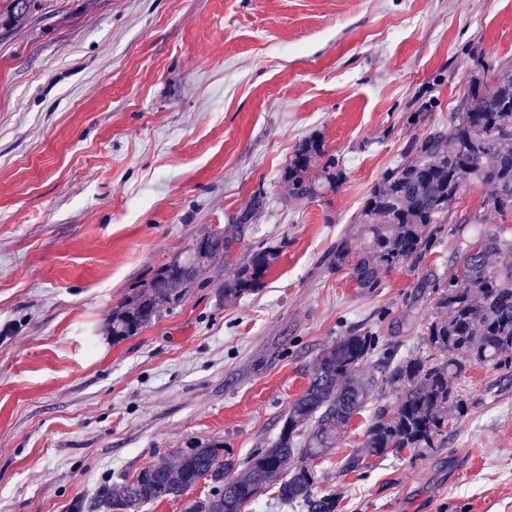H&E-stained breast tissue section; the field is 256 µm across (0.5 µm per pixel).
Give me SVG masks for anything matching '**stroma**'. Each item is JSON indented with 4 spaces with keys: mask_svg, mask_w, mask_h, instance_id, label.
<instances>
[{
    "mask_svg": "<svg viewBox=\"0 0 512 512\" xmlns=\"http://www.w3.org/2000/svg\"><path fill=\"white\" fill-rule=\"evenodd\" d=\"M512 59V0H41L0 29V512H72L197 440L270 445L317 354L371 331V407L392 362L430 356L436 286L483 215L466 181L420 258L361 285L362 205L423 126L447 124L480 65ZM436 100L423 125L411 117ZM320 137L344 180L289 200L282 174ZM265 208L235 219L254 194ZM230 248L180 306L113 341V309L214 226ZM260 246L279 257L235 304L216 294ZM348 248L345 262L336 253ZM468 412L438 447L319 461L340 512H512V365L471 366Z\"/></svg>",
    "mask_w": 512,
    "mask_h": 512,
    "instance_id": "1",
    "label": "stroma"
}]
</instances>
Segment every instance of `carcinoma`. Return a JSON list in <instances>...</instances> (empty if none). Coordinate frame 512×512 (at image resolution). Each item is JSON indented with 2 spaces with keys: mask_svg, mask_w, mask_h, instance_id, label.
Instances as JSON below:
<instances>
[{
  "mask_svg": "<svg viewBox=\"0 0 512 512\" xmlns=\"http://www.w3.org/2000/svg\"><path fill=\"white\" fill-rule=\"evenodd\" d=\"M39 0H0V17L17 22L36 9ZM288 198L313 200L336 190L344 179L340 161L319 137L300 143L283 172ZM472 179L493 189L494 209L512 207V63H501L472 76L448 127L434 126L414 137L400 163L386 169L365 201L360 223L368 225V250L359 259L360 283L379 271L426 250L427 229L446 224L462 184ZM263 206L253 196L237 223L249 224ZM472 226L466 249L457 259L448 284L437 291L435 316L426 335L443 360L401 359L385 382L399 390L393 408L380 407L366 431L365 451L347 456L345 472L365 467L367 457L388 451L432 448L448 425V411L463 415L466 399L454 387L471 365L498 367L512 361V242L501 238L481 218ZM230 240L224 228L196 239L181 256L164 265L146 285L136 288L112 312V339L138 334L163 312L178 306L197 283L202 269L224 259ZM278 253L261 248L239 265L218 289L219 300L232 303L256 290L274 267ZM372 332L348 334L318 354L306 389L293 401L278 437L244 460L224 453V446L197 441L158 457L118 484L99 488L94 501L74 503L77 512H141L148 504L186 499L184 512H242L267 488L280 503L300 505L304 512H338L332 493L314 491L312 463L328 460L336 435L361 414L376 382L364 373L375 349ZM232 472L231 480L224 474ZM206 481L203 498L190 492Z\"/></svg>",
  "mask_w": 512,
  "mask_h": 512,
  "instance_id": "obj_1",
  "label": "carcinoma"
}]
</instances>
